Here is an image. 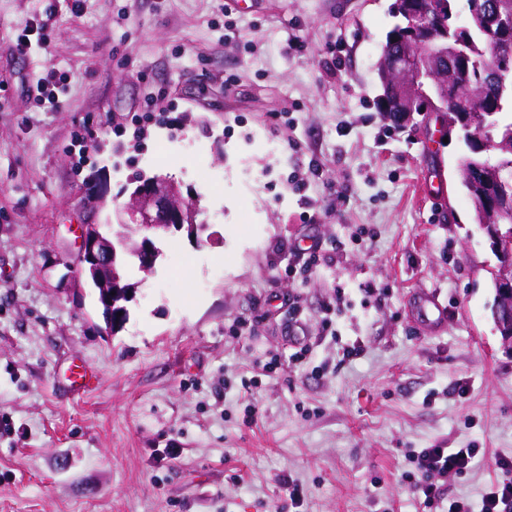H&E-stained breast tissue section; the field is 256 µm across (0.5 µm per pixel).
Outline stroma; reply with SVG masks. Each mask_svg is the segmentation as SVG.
Returning <instances> with one entry per match:
<instances>
[{
	"mask_svg": "<svg viewBox=\"0 0 512 512\" xmlns=\"http://www.w3.org/2000/svg\"><path fill=\"white\" fill-rule=\"evenodd\" d=\"M392 3L0 0V512H446L503 480L497 259L458 185L457 135L381 110ZM24 37L44 49L11 52ZM50 69L49 109L34 83ZM153 176L205 230L158 239L109 334L84 230L111 232ZM310 245L331 260L288 277ZM422 289L448 306L432 331L406 304ZM80 366L95 381L70 390ZM437 446L484 457L431 509L402 474L410 449Z\"/></svg>",
	"mask_w": 512,
	"mask_h": 512,
	"instance_id": "1",
	"label": "stroma"
}]
</instances>
